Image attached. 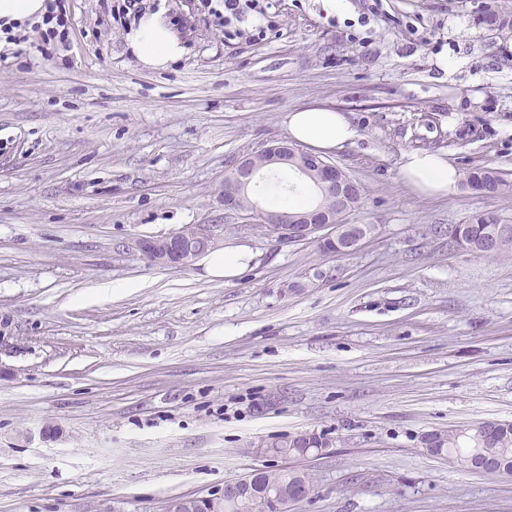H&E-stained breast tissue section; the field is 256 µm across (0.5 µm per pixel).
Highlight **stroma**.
<instances>
[{"label":"stroma","instance_id":"stroma-1","mask_svg":"<svg viewBox=\"0 0 512 512\" xmlns=\"http://www.w3.org/2000/svg\"><path fill=\"white\" fill-rule=\"evenodd\" d=\"M112 3L65 0L67 42L30 30L0 59V512H166L268 466L309 473L293 512H512V477L420 442L512 421V252L448 244L481 213L512 224V193L422 198L399 174L429 150L512 180V38L482 0H269L254 42L200 0H143L186 49L147 71ZM314 105L358 130L329 156L363 187L348 223L375 227L349 255L219 200ZM189 224L252 265L142 256ZM299 431L330 452L256 450ZM483 21L487 24L490 30L495 31L496 34L507 38L512 33V15L507 12H496L491 9H486L483 16ZM253 254L245 246L224 248L205 258L206 272L216 278L231 280L240 276L252 263Z\"/></svg>","mask_w":512,"mask_h":512}]
</instances>
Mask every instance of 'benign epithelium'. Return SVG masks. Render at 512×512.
<instances>
[{
    "label": "benign epithelium",
    "instance_id": "1",
    "mask_svg": "<svg viewBox=\"0 0 512 512\" xmlns=\"http://www.w3.org/2000/svg\"><path fill=\"white\" fill-rule=\"evenodd\" d=\"M262 158L264 167L292 166L301 174L308 175L317 184V192L322 200L333 199L342 204L356 188L355 182L336 164L329 160L313 161L289 141L271 143L258 152L248 153L239 158L224 177V192L221 205L228 212L242 211V201L250 196L251 189L261 172L257 158ZM266 233L280 241L290 243L303 241H331L336 244V254L344 255L359 250L372 234L371 224H338L336 215L321 206L308 215H273L261 211ZM224 238V228L219 224H192L181 230L145 239L139 243V250L150 262L162 267L186 268L200 257L197 243L206 242L216 246ZM506 463L494 458H484L470 462L469 469L483 473L504 471ZM266 495V489L251 480L241 479L224 484V491L201 497H183L168 503L167 512H201L205 505L213 502H232L241 497Z\"/></svg>",
    "mask_w": 512,
    "mask_h": 512
}]
</instances>
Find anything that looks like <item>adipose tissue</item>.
<instances>
[{"label": "adipose tissue", "instance_id": "ef3b65f1", "mask_svg": "<svg viewBox=\"0 0 512 512\" xmlns=\"http://www.w3.org/2000/svg\"><path fill=\"white\" fill-rule=\"evenodd\" d=\"M125 43L139 65L150 71L166 69L184 53L181 40L160 11L144 13L126 33ZM287 130L290 140L318 155L336 151L358 135L343 113L316 107L289 112ZM399 170L403 181L417 195L448 197L458 190L457 170L443 154L405 152Z\"/></svg>", "mask_w": 512, "mask_h": 512}]
</instances>
